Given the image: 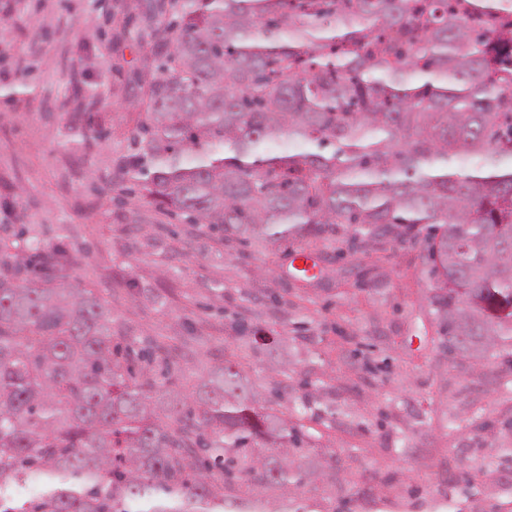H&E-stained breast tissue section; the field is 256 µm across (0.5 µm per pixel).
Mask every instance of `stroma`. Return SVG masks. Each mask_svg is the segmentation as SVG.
<instances>
[{"mask_svg":"<svg viewBox=\"0 0 512 512\" xmlns=\"http://www.w3.org/2000/svg\"><path fill=\"white\" fill-rule=\"evenodd\" d=\"M154 3L0 0V224L81 251L77 277L129 335L202 336L177 382L182 394L224 360L261 386L282 367L295 381L321 382L336 416L313 453L335 459L336 477L307 482V503L414 512L413 503L445 496L466 512H493L512 485V462L498 452L512 434L475 448L450 423L502 418L512 383L494 362L476 366L433 345L430 286L413 254L340 262L328 244L321 280L305 284L291 257L218 243L117 186L156 52ZM86 126L100 143L80 141ZM235 314L250 343L232 339Z\"/></svg>","mask_w":512,"mask_h":512,"instance_id":"stroma-1","label":"stroma"}]
</instances>
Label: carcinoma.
<instances>
[{
  "label": "carcinoma",
  "mask_w": 512,
  "mask_h": 512,
  "mask_svg": "<svg viewBox=\"0 0 512 512\" xmlns=\"http://www.w3.org/2000/svg\"><path fill=\"white\" fill-rule=\"evenodd\" d=\"M165 48L122 169L227 243L410 251L438 348L512 374V0H170ZM0 243V512H313L244 487H301L325 424L288 367L183 368L114 327L78 250Z\"/></svg>",
  "instance_id": "carcinoma-1"
}]
</instances>
